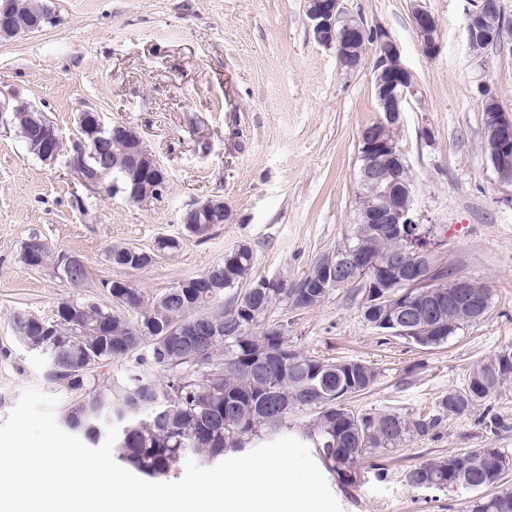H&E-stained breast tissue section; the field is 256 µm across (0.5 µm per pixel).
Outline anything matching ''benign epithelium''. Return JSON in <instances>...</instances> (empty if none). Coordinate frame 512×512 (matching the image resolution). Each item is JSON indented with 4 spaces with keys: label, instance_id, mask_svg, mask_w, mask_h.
I'll return each mask as SVG.
<instances>
[{
    "label": "benign epithelium",
    "instance_id": "7a95c632",
    "mask_svg": "<svg viewBox=\"0 0 512 512\" xmlns=\"http://www.w3.org/2000/svg\"><path fill=\"white\" fill-rule=\"evenodd\" d=\"M307 14L313 39L321 45L335 47L341 67L349 71L356 69L368 48H373L375 95L383 112L375 127L397 122L408 97L415 91L411 73L400 64L398 45L382 30L371 32L362 23L343 16L340 0H307ZM412 16L423 50L435 54L439 47L435 17L418 4L413 7ZM466 27L469 51L473 54L482 44H502L506 39L512 42V27L501 20L500 0H475L474 8L467 13ZM41 29V18H22L11 10L8 0L0 3V37L25 36ZM483 112L486 142L491 147L487 159L501 180L512 182V114L491 96L484 97ZM114 128L125 133L132 150L127 165L112 172V192L123 194L129 201L162 198L164 183L158 178L127 181L130 170L147 161L143 155L145 144L130 128L117 124ZM360 142V190L377 199L369 210L360 213V223L391 224L394 234L414 242V247L397 256L391 265L367 271L360 269L354 252L339 247L321 256L296 287L305 284L316 289L313 299L317 300L335 288H351L365 281L362 310L372 326L386 336L412 341L425 335L430 323L442 315L445 299L438 289L450 282L467 296L464 306L470 322L480 321L481 303L476 292L479 284L463 275L434 278L440 265L434 250L426 244L428 232L415 215L412 188L404 175L398 146L375 135L374 127L362 131ZM225 212L224 200L208 198L194 204L183 216L182 223L204 224ZM196 334L195 324L185 323L162 333L159 347H164L168 337L175 336L181 340L185 358L196 359L199 356Z\"/></svg>",
    "mask_w": 512,
    "mask_h": 512
}]
</instances>
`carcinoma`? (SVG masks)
<instances>
[{"mask_svg": "<svg viewBox=\"0 0 512 512\" xmlns=\"http://www.w3.org/2000/svg\"><path fill=\"white\" fill-rule=\"evenodd\" d=\"M14 11L25 17L39 16L43 24L51 22L48 8L39 0H11ZM14 130L26 142L29 151L41 157V135H59L50 125L39 131L27 124L16 123ZM81 148L72 150L69 161L87 162L90 174L112 168V163L127 157L128 144L117 136L94 141L87 131ZM349 244L358 249L360 265L370 268L386 264L394 253L407 247L394 237L389 224H354ZM39 252L22 260L29 266L42 267L52 256L48 243L38 245ZM253 253L246 245L224 255V261L208 267L202 276L219 284L217 288L189 289L181 294L171 287L154 301L144 299L141 292L124 282H108L116 288L111 302L137 311L141 320H151L158 327H177L203 316L224 324V337L202 346V358L195 362L172 342V348L159 350L155 337L140 334L138 322H130L108 304L65 299L55 310L53 336L69 337L71 343L62 358L78 368L83 360V347L91 346L104 360L127 358L141 349L138 357L142 371L114 377H83L69 380L62 374L53 378L72 395L62 408L59 421L78 434L84 442L96 445L106 438L107 429L119 427L114 444L117 458L146 478L157 479L174 473L181 459L192 454L206 464L224 459L228 452H242L257 441L276 436L287 424L290 414H307L310 420L303 437L309 441L324 470L346 491L364 484V460L379 457L417 437L437 432L450 415L464 416L475 406L512 381V348H503L474 365L466 385L451 389L437 403L434 413L406 417L396 412L357 413L346 402L338 403V391L344 384H355L359 392L370 389L376 371L362 361L329 362L307 356L290 346L288 338L276 335V328L256 332L260 318L273 301L286 298L291 307L304 310L312 303L301 295V289L288 288L281 281L263 290L239 286L248 279ZM234 292L233 305L224 306V294ZM251 295V313L241 312L237 303ZM71 305L81 307L75 315H65ZM13 327L28 336L33 344L49 340L28 314L17 312ZM466 325L464 313L452 308L445 313V323L435 335L425 337V347L448 342ZM271 353L265 375L250 372V361L262 345ZM167 373L161 383L152 369ZM237 405L236 416L225 419L224 402ZM512 459L497 448H473L450 457L428 459L406 473L407 483L423 489L434 483L445 489L472 483L483 491L470 502L465 512H512V485L508 473Z\"/></svg>", "mask_w": 512, "mask_h": 512, "instance_id": "obj_1", "label": "carcinoma"}]
</instances>
